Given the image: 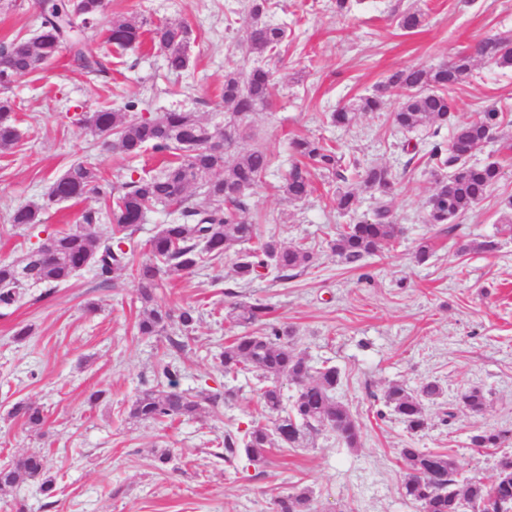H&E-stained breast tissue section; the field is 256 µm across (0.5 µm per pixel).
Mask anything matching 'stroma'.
I'll use <instances>...</instances> for the list:
<instances>
[{"instance_id": "stroma-1", "label": "stroma", "mask_w": 512, "mask_h": 512, "mask_svg": "<svg viewBox=\"0 0 512 512\" xmlns=\"http://www.w3.org/2000/svg\"><path fill=\"white\" fill-rule=\"evenodd\" d=\"M49 0H16L0 11V43L32 37ZM247 0H108V14L151 29L181 23L191 31L188 67L169 71L163 49L145 45L114 58L109 75L89 78L71 66L69 50L36 75L0 85V98L18 107L21 140L0 152V259L21 258L47 234L75 225L82 213L97 216L109 234L102 199L89 195L42 211L33 229L11 224V212L42 203L53 181L75 160L95 166L108 184L130 173L155 172L152 152L129 159L107 149L83 124L100 104L124 108L135 102L146 117L170 109L196 112L223 127L224 73L244 63ZM276 0L274 22L288 29L279 58L269 60L276 88L269 106L250 115L252 135L234 152L265 147L272 166L248 198L260 237L314 246L312 267L281 282L267 275L236 283L234 254L165 278L159 304L196 307L200 321L183 352L166 340L138 336L142 312L138 283L129 272L101 284L85 269L55 289L34 286L16 303L0 307V461L39 453L56 481L54 497L37 483H21L0 496V512H273L276 497L297 487L314 492V512H418L402 491L405 446L454 454L464 474L489 483L497 453L470 447L479 428L512 427V234L501 222L500 201L512 195V70L480 63L468 83L455 90V119L470 122L483 112H504L509 124L473 160H498L501 174L486 199L452 226L425 223L434 181L421 161L402 152V133L388 112L399 97L389 92L383 111L357 114L347 128L329 126L325 115L351 98L366 95L393 72L447 61L469 44L512 32V0ZM425 14L415 31L400 29L408 8ZM320 137L335 143L345 159L390 166L399 184L391 209L402 229L399 242L367 265L341 263L328 247L347 218L333 191L313 174L314 191L302 203L288 202L279 176L291 161L290 143ZM431 239L428 262L414 260L417 243ZM498 241L495 252L462 253L459 243ZM269 304L275 320L295 331V348L312 362H330L342 377L337 397L363 426L359 447L346 448L321 432L300 448L276 447L265 464L226 465L212 452L227 431L261 413L253 374L225 376L216 357L235 331L224 310L236 301ZM31 334L16 339L21 328ZM176 360L178 387L193 393L234 390L226 404L205 407L193 420L138 422L129 401L154 385L160 362ZM427 379L445 390L444 404L428 406V427L409 434L384 410L393 383L414 388ZM471 388L487 406L473 413L445 403ZM99 393L89 403L91 393ZM41 406L40 431L11 416L13 405ZM170 450L175 465L160 468L158 450Z\"/></svg>"}]
</instances>
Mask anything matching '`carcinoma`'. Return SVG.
Masks as SVG:
<instances>
[{"label":"carcinoma","mask_w":512,"mask_h":512,"mask_svg":"<svg viewBox=\"0 0 512 512\" xmlns=\"http://www.w3.org/2000/svg\"><path fill=\"white\" fill-rule=\"evenodd\" d=\"M272 0H251L249 25L244 41L246 53L272 58L288 38L285 28L268 20ZM106 0H79L63 11L43 13L38 34L26 39L16 37L0 45V85L15 76L38 72L41 64L58 58L64 45L71 49V64L98 76L106 71L104 58L86 49L83 31L87 22L107 23V43L121 49L142 43L145 31L127 19L106 20ZM424 13L408 10L400 15L399 26L407 31L419 28ZM151 41L167 52L170 70L187 68L186 47L189 30L167 24L150 30ZM484 61L499 68H512V34H495L481 39L438 67L413 66L391 74L386 84L373 93L360 96L336 112L331 124L345 127L359 112H377L385 102L383 92L395 87L402 98L389 113L391 126L402 133H419L417 142L408 139L402 151L422 159L434 176L424 221L449 224L473 210L487 197L500 176L498 162L481 165L468 158L500 129L503 113L493 109L471 122L452 125L451 137L444 140L441 130L449 125L453 110V90L472 77L474 63ZM274 89L273 73L262 66L242 67L224 74V110L229 120L220 130L203 123L194 112H163L154 118H142L127 112L101 107L84 118L91 133L112 138L110 146L128 157L150 149L168 158L152 175L138 176L115 188L100 183L97 171L83 162H74L50 186L41 205H24L10 214L16 226L40 223L42 210L62 201L80 199L90 193L106 197L112 232L99 234L96 217L84 213L79 224L67 231L48 235L47 241L29 251L20 260H0V305H11L19 290L27 284L57 288L68 283L80 270L90 268L102 284L117 279L120 272L133 271L139 284L143 312L137 322L138 334L163 336L171 347L182 350L199 320L192 306L173 309L156 301L155 290L163 276L190 270L207 261L235 251L234 279L250 282L262 275L277 273L288 280L312 266L314 248L306 243L285 245L274 238L260 239L250 217L248 191L258 185L272 165L271 155L260 148L243 151L234 159L229 149L241 138L242 124L250 114L266 106ZM14 103L0 100V151H8L20 141ZM294 154L307 160L294 164L281 175V191L299 203L312 191L310 169L337 183L336 208L343 214L356 213L360 197L347 185L343 156L335 146L319 139H295ZM365 188L372 191L374 207L368 216L347 224L328 242L330 250L346 265L360 266L384 247L396 243L401 228L392 220L389 200L398 179L385 165L354 164ZM173 207L178 221L163 224L150 240V258L134 263L131 235L145 220L152 206ZM253 243L246 250H235ZM271 308L258 300L230 305L225 320L240 329L217 357L224 374L256 372L262 380L259 401L269 422L253 420L244 429L224 434V442L213 456L228 464L245 456L254 465L266 461L274 445L298 448L308 436L327 430L347 448H356L362 440V428L349 407L336 397L341 383L339 369L324 361L312 365L295 348L293 330L270 321ZM264 325L259 332L248 328ZM176 367L159 365L157 377L169 380L138 391L130 401L129 415L138 421L162 423L177 418L192 419L202 405H217V393L195 394L177 389L173 378ZM296 385L292 399L286 400L280 380ZM443 388L436 380L410 389L391 384L384 405L415 435L427 425L425 406L440 400ZM459 404L472 412L486 407V396L479 389L461 395ZM10 414L24 419L30 429L44 425L40 407L18 402ZM475 448H507L512 444V428H483L470 436ZM407 467L403 483L405 498L419 512H512V454L502 453L496 461V478L490 484L465 477L457 457L407 446L399 449ZM24 480L36 481L40 492L53 496L55 478L49 475L42 456L31 454L0 464V491H9ZM313 491L308 487L274 501L276 512H313Z\"/></svg>","instance_id":"cac0c4a2"}]
</instances>
